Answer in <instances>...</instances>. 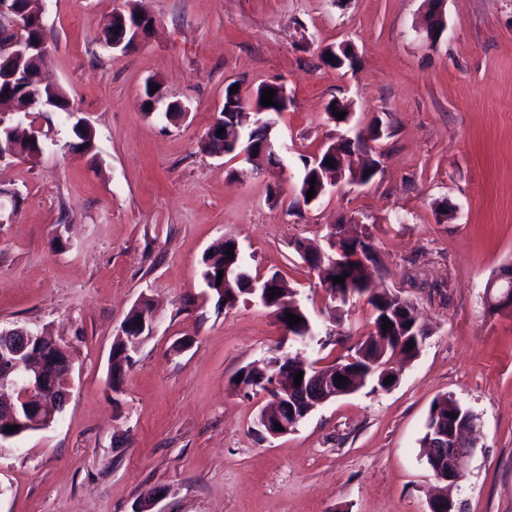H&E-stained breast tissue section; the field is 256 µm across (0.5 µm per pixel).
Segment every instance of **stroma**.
I'll use <instances>...</instances> for the list:
<instances>
[{
	"instance_id": "obj_1",
	"label": "stroma",
	"mask_w": 512,
	"mask_h": 512,
	"mask_svg": "<svg viewBox=\"0 0 512 512\" xmlns=\"http://www.w3.org/2000/svg\"><path fill=\"white\" fill-rule=\"evenodd\" d=\"M137 7L154 25L114 58L106 18ZM49 61L94 127L95 156L66 150V115H34L35 161L0 162V329L25 326L63 345L72 390L60 422L0 444V512H427L440 485L420 448L434 399L473 412L477 444L447 490L459 512H512V317L485 285L512 259V0H46ZM353 44L355 67L324 64ZM188 112L146 117L148 78ZM290 104L274 173L202 148L224 88L252 101L265 82ZM353 114L338 125L330 102ZM366 132L377 171L300 200L303 159ZM368 237L379 288L412 303L428 338L396 363L397 384L317 408L262 439V391L233 381L283 342L273 309L242 295L218 306L205 253L234 239L252 275L281 272L318 334L308 359L329 365L367 334L365 302L333 310L298 244L326 248L330 226ZM151 299L163 320L113 388L112 344Z\"/></svg>"
}]
</instances>
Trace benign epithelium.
Segmentation results:
<instances>
[{
	"label": "benign epithelium",
	"instance_id": "obj_1",
	"mask_svg": "<svg viewBox=\"0 0 512 512\" xmlns=\"http://www.w3.org/2000/svg\"><path fill=\"white\" fill-rule=\"evenodd\" d=\"M44 9L34 11L19 5V0H0V22L7 23V31L0 36V81L8 78L17 80L22 85L20 95L10 100L11 109L0 111V126L9 120L16 129L29 120L35 113L47 111L46 97L57 92V87L46 84L41 78H33L23 70V64L31 62L43 66L49 57V50L40 34L43 31ZM106 25L112 27V41L108 46L120 50L125 55L143 42L152 27L147 17L131 10H118L110 16ZM279 99V110L272 106H260L256 103L246 107L249 113V127H229L224 119L229 114V103H224L222 118L214 124V129L205 136L209 142L216 134L215 128L224 129L223 149L214 152L221 157L234 154L249 161L255 156V147H260L263 156H271L273 164L269 168L277 172L286 169L283 157V146L273 136L277 125L278 112L288 109V94L285 87L276 82L272 84ZM307 168L325 174L333 172L336 179H348V182L364 185L367 179L357 175L345 177L343 159L333 147L307 161ZM329 250H316L313 264L323 266L325 263L336 264V254L341 246L349 244L352 239L347 237L339 227L332 229L328 235ZM280 285L277 278L251 279V295L261 304H266L271 296L270 288ZM489 308L496 313H512V269L502 271L489 280L487 284ZM134 310L138 316L132 320H124L118 338L124 342V349L118 355L120 367L112 372V377L121 375L123 366L137 353L141 346L155 336L161 323L162 315L153 306L138 302ZM9 340L20 353L28 352L24 361L21 376H16L17 360L0 356V443L19 437V433L6 431V427L18 425V414L26 412V432H35L50 428L59 420L71 396L70 374L72 362L62 359L63 351L54 342L42 334L28 328L19 327L8 331L0 330V345ZM272 369L270 380L263 381V391L271 402L257 413L254 424L257 430L266 437L278 438L295 431L319 406L338 397L356 393L355 388L344 382H338V376H346L342 366L335 365L325 369L314 363L299 361L289 355L274 357L266 364V370ZM303 372L301 384H295V374ZM283 430H276V425ZM432 426L429 441V464H434L438 457L448 455V469L441 472L437 480L454 484L459 481L458 474L470 454V447L462 443V439L473 426L465 424L452 433L444 432L439 412L430 417ZM428 512H457L454 501L446 495H435L429 499Z\"/></svg>",
	"mask_w": 512,
	"mask_h": 512
}]
</instances>
